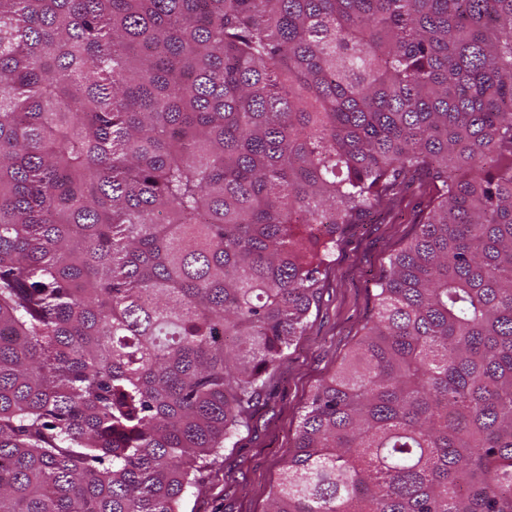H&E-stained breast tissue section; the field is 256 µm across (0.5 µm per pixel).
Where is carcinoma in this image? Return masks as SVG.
<instances>
[{"mask_svg": "<svg viewBox=\"0 0 512 512\" xmlns=\"http://www.w3.org/2000/svg\"><path fill=\"white\" fill-rule=\"evenodd\" d=\"M420 173L267 512H512V0H0V512H180Z\"/></svg>", "mask_w": 512, "mask_h": 512, "instance_id": "cac0c4a2", "label": "carcinoma"}]
</instances>
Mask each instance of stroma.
<instances>
[{"instance_id": "35a3bbf8", "label": "stroma", "mask_w": 512, "mask_h": 512, "mask_svg": "<svg viewBox=\"0 0 512 512\" xmlns=\"http://www.w3.org/2000/svg\"><path fill=\"white\" fill-rule=\"evenodd\" d=\"M428 187V178L418 177L403 190L392 218L357 225L343 238L304 335L268 376L236 447L223 448L218 462L203 472L201 489L187 493L183 512H265L305 407L360 339L390 256L416 232L413 207Z\"/></svg>"}]
</instances>
